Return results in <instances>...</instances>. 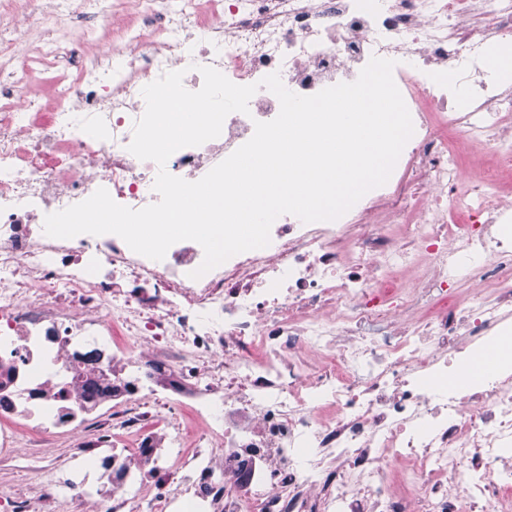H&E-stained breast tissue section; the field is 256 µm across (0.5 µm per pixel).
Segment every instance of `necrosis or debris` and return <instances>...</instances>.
Wrapping results in <instances>:
<instances>
[{
    "label": "necrosis or debris",
    "instance_id": "4bbe7bcc",
    "mask_svg": "<svg viewBox=\"0 0 512 512\" xmlns=\"http://www.w3.org/2000/svg\"><path fill=\"white\" fill-rule=\"evenodd\" d=\"M509 36L512 0H0V459L40 461L0 512H512V350L460 381L512 329ZM374 56L414 133L337 220L281 215L197 279L193 241L45 234L100 188L158 201L127 146L163 73L258 87L168 159L196 181L278 115L263 77L313 95ZM459 139L494 159L463 196ZM85 423L60 468L46 447Z\"/></svg>",
    "mask_w": 512,
    "mask_h": 512
}]
</instances>
